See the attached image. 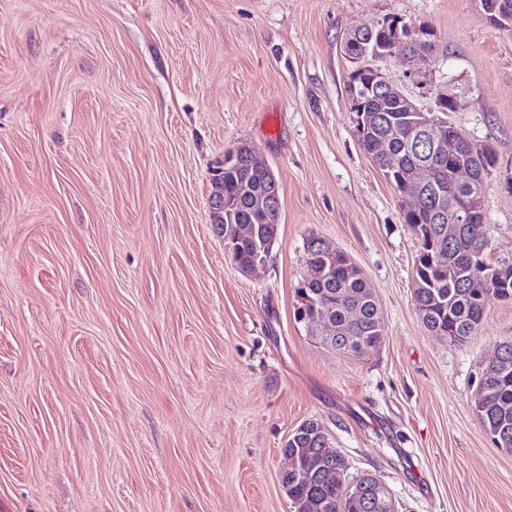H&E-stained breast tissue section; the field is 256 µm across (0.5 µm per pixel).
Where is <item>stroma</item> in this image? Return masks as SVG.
<instances>
[{"instance_id": "1", "label": "stroma", "mask_w": 512, "mask_h": 512, "mask_svg": "<svg viewBox=\"0 0 512 512\" xmlns=\"http://www.w3.org/2000/svg\"><path fill=\"white\" fill-rule=\"evenodd\" d=\"M392 18L433 35L416 98L447 83L449 122L497 158L479 204L512 265V32L473 0H0V512H293L307 420L398 512H512L473 399L512 300L463 346L423 326L419 242L354 135L343 39ZM242 142L282 199L249 275L210 219ZM312 237L374 293L375 351L295 321Z\"/></svg>"}]
</instances>
